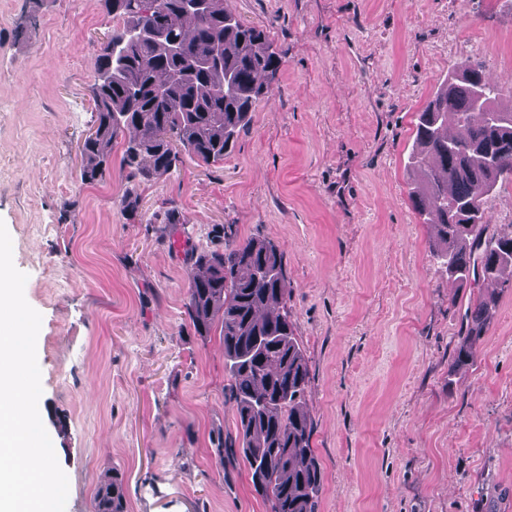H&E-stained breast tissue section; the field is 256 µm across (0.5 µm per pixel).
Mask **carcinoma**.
I'll list each match as a JSON object with an SVG mask.
<instances>
[{
  "label": "carcinoma",
  "instance_id": "obj_1",
  "mask_svg": "<svg viewBox=\"0 0 512 512\" xmlns=\"http://www.w3.org/2000/svg\"><path fill=\"white\" fill-rule=\"evenodd\" d=\"M116 20L101 43L91 88L96 136L84 141L81 177L93 184L119 168L148 180L172 170L180 152L224 161L256 103L278 85L281 57L266 31L227 2L101 0ZM508 84L481 64L462 62L419 113L409 166L411 198L435 228L448 279L479 274L512 289V231L491 224L485 203L498 182L512 183V111L497 106ZM454 133H448V116ZM203 270L190 278L188 318L201 336L220 324L235 402L236 438L255 491L271 512H317L323 470L312 448L305 406L309 372L286 308L290 288L278 246L250 238L222 250H193ZM494 300L466 314L453 366L474 361ZM122 473L100 482L95 512H125Z\"/></svg>",
  "mask_w": 512,
  "mask_h": 512
}]
</instances>
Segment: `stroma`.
<instances>
[{
	"instance_id": "stroma-1",
	"label": "stroma",
	"mask_w": 512,
	"mask_h": 512,
	"mask_svg": "<svg viewBox=\"0 0 512 512\" xmlns=\"http://www.w3.org/2000/svg\"><path fill=\"white\" fill-rule=\"evenodd\" d=\"M230 2L283 60L232 153L88 184L79 147L112 18L101 0H0V221L42 317L39 412L66 512H93L114 468L126 512H270L235 450L223 341L185 306L191 249L253 237L284 255L318 512H512V290L449 280L408 168L418 114L458 63L512 77V0ZM490 295L474 361L452 367L466 309Z\"/></svg>"
}]
</instances>
